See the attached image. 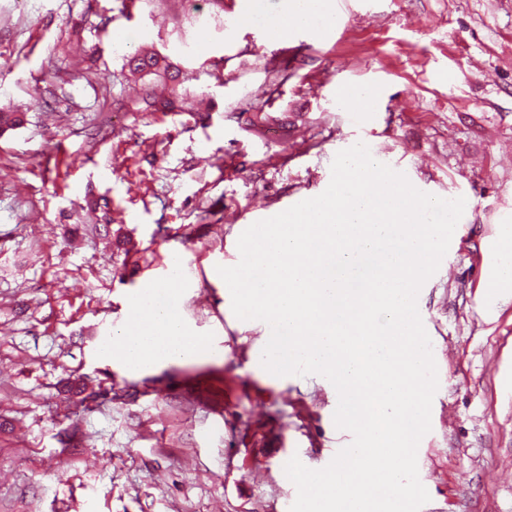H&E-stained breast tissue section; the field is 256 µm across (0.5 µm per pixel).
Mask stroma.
Returning <instances> with one entry per match:
<instances>
[{"mask_svg": "<svg viewBox=\"0 0 512 512\" xmlns=\"http://www.w3.org/2000/svg\"><path fill=\"white\" fill-rule=\"evenodd\" d=\"M289 3L194 27L209 0H0V109L27 113L0 135V512H287L285 464L324 468L352 435L329 380L261 366L217 269L359 142L466 200L417 298L439 380L421 512H512V293L482 287L512 221V0H333L335 23L275 36ZM151 44L197 117L143 102L123 56ZM358 87L369 105L343 101ZM151 283L218 359L134 376L102 355Z\"/></svg>", "mask_w": 512, "mask_h": 512, "instance_id": "1", "label": "stroma"}]
</instances>
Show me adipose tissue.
Masks as SVG:
<instances>
[{"instance_id": "ef3b65f1", "label": "adipose tissue", "mask_w": 512, "mask_h": 512, "mask_svg": "<svg viewBox=\"0 0 512 512\" xmlns=\"http://www.w3.org/2000/svg\"><path fill=\"white\" fill-rule=\"evenodd\" d=\"M165 286L153 284L130 300L138 315L137 326L115 332L104 347L132 374H142L170 364H196L216 358L207 337L191 335L174 305L159 301Z\"/></svg>"}]
</instances>
